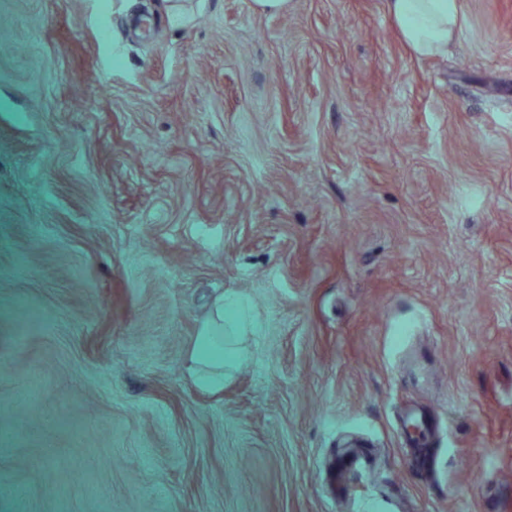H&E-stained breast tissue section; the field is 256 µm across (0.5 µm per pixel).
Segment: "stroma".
<instances>
[{
  "label": "stroma",
  "instance_id": "1",
  "mask_svg": "<svg viewBox=\"0 0 512 512\" xmlns=\"http://www.w3.org/2000/svg\"><path fill=\"white\" fill-rule=\"evenodd\" d=\"M459 7L0 0V512H512V0ZM386 11L419 56L442 54L459 23L458 0H385Z\"/></svg>",
  "mask_w": 512,
  "mask_h": 512
}]
</instances>
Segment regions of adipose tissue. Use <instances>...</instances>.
<instances>
[{
    "instance_id": "obj_1",
    "label": "adipose tissue",
    "mask_w": 512,
    "mask_h": 512,
    "mask_svg": "<svg viewBox=\"0 0 512 512\" xmlns=\"http://www.w3.org/2000/svg\"><path fill=\"white\" fill-rule=\"evenodd\" d=\"M386 11L420 56L444 53L459 23L458 0H386Z\"/></svg>"
}]
</instances>
